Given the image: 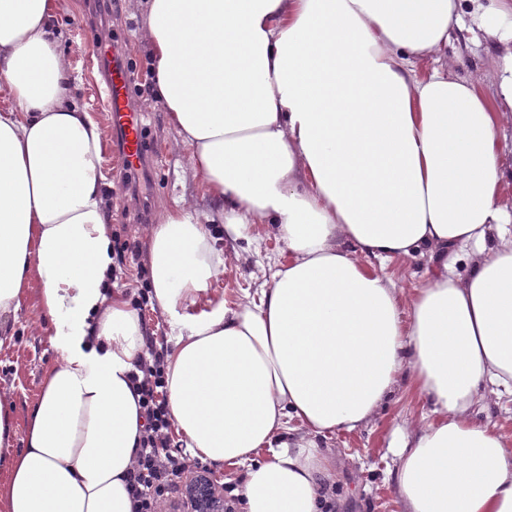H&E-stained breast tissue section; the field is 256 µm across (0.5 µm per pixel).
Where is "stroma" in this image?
Listing matches in <instances>:
<instances>
[{"label":"stroma","mask_w":512,"mask_h":512,"mask_svg":"<svg viewBox=\"0 0 512 512\" xmlns=\"http://www.w3.org/2000/svg\"><path fill=\"white\" fill-rule=\"evenodd\" d=\"M76 8L62 28L61 44L74 77L73 93L90 115L108 126L107 111L99 96L101 75L92 52L94 35L117 40L133 69L131 102L142 114L147 149L158 156L146 165L144 175L122 180L117 160L105 154L103 175L110 189L112 230L120 240L145 245V234L157 223L163 208L176 200L198 199L199 189L190 166L188 149L176 146L175 134L161 108L150 106L147 97V52L140 41V15L130 0H112L109 8L96 10L94 0H75ZM448 62L460 79L477 81L486 95L498 86L496 53L482 30L452 31ZM282 249L264 225L252 226L236 245L237 255L217 280L228 305H244L250 294L270 281L272 267ZM12 334L0 342V390L8 393L14 415V447L24 445L27 413L37 398L44 368L56 353L44 332L41 311L34 300L24 301L10 321ZM422 403L410 386L402 389L366 427L339 434L332 440L336 451V483L333 492L343 502L339 512H404L391 471L388 451L398 425L418 419Z\"/></svg>","instance_id":"obj_1"}]
</instances>
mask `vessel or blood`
Segmentation results:
<instances>
[{
  "label": "vessel or blood",
  "mask_w": 512,
  "mask_h": 512,
  "mask_svg": "<svg viewBox=\"0 0 512 512\" xmlns=\"http://www.w3.org/2000/svg\"><path fill=\"white\" fill-rule=\"evenodd\" d=\"M101 60L107 61L105 103L109 112L110 127L122 139L121 166L135 167L145 154L144 128L137 113L129 107L132 72L119 58L114 43L99 45Z\"/></svg>",
  "instance_id": "vessel-or-blood-1"
}]
</instances>
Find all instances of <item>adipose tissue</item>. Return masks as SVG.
I'll return each instance as SVG.
<instances>
[{
    "instance_id": "ef3b65f1",
    "label": "adipose tissue",
    "mask_w": 512,
    "mask_h": 512,
    "mask_svg": "<svg viewBox=\"0 0 512 512\" xmlns=\"http://www.w3.org/2000/svg\"><path fill=\"white\" fill-rule=\"evenodd\" d=\"M135 5L152 95L212 203L166 209L146 234L191 457L242 468L240 512H321L326 439L367 426L406 380L425 407L389 444L404 512H512V444L473 417L512 398V0ZM72 13L0 0V335L31 297L57 353L23 448L0 394V512H134L146 329L112 283L102 129L60 48ZM466 13L497 53L492 99L448 70ZM253 224L288 260L257 304L231 307L210 288L228 261L211 228L234 241ZM416 255L428 280L407 293L373 266Z\"/></svg>"
}]
</instances>
